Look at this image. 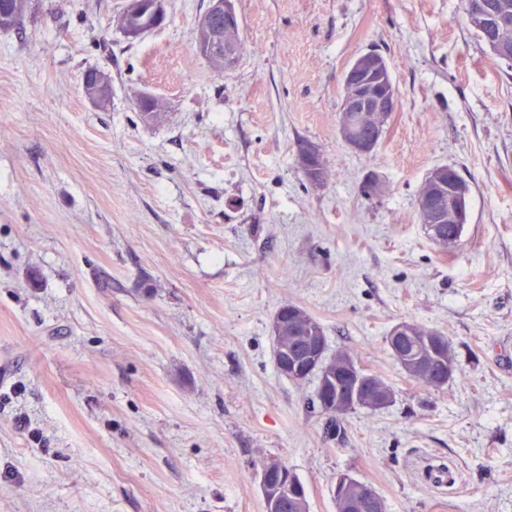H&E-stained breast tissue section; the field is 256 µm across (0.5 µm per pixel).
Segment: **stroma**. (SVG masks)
<instances>
[{"mask_svg":"<svg viewBox=\"0 0 512 512\" xmlns=\"http://www.w3.org/2000/svg\"><path fill=\"white\" fill-rule=\"evenodd\" d=\"M125 2L29 0L0 30V512H264L272 458L310 512H336L341 473L387 512H512V76L461 0H237L244 45L221 73L194 47L207 0H164L138 38ZM369 51L399 107L358 153L342 80ZM91 69L112 76L105 106ZM439 166L472 188L445 251L417 206ZM288 304L391 405L337 431L312 412L314 382L273 362ZM408 318L452 345L441 391L391 355ZM438 464L456 476L441 494ZM132 1V6L134 4L140 3L137 0H128ZM163 0H150L148 1L149 10L144 15L138 16L142 13V9H138L137 11L131 10L129 6L125 8L118 16L117 22L119 27L123 30L127 36L132 38H137L154 27L160 25L165 19V12L163 8ZM151 14L153 20H150L148 16ZM83 86L88 98L99 106L105 102L112 90L110 76L102 70L87 72L84 75Z\"/></svg>","mask_w":512,"mask_h":512,"instance_id":"35a3bbf8","label":"stroma"}]
</instances>
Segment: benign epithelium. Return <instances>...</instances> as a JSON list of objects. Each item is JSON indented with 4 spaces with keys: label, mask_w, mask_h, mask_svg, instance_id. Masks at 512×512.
I'll list each match as a JSON object with an SVG mask.
<instances>
[{
    "label": "benign epithelium",
    "mask_w": 512,
    "mask_h": 512,
    "mask_svg": "<svg viewBox=\"0 0 512 512\" xmlns=\"http://www.w3.org/2000/svg\"><path fill=\"white\" fill-rule=\"evenodd\" d=\"M149 10L133 11L125 8L118 16L119 27L127 36L137 38L154 27L160 25L165 19L163 0H148ZM479 13L485 25L499 30L501 41L496 47L502 52H508L505 26L508 25L507 15L491 5H485L479 9ZM224 18V28L234 29L239 22V17L234 6V0H208V8L199 17L196 26L197 42L196 51L205 59L220 63L233 57L234 49L230 48L221 54L212 44V23L215 18ZM381 68V62L376 56L361 54L357 56L344 73V82L351 87L350 94L344 98L342 112L344 119L340 123L339 131L342 139L350 147L358 152L370 151L376 137L364 139L359 136L358 128L360 116H368L371 113L383 112L390 108L394 97L390 88L383 82L370 80V76ZM84 91L92 102L101 105L105 102L112 90V83L107 72L102 70L91 71L84 75ZM432 186L425 200V218L430 224H443L458 219V210L454 209L455 197L461 194V189L456 184L454 171L438 168L430 175ZM308 343L306 351L301 356H291L286 359L281 355H275L280 375L283 377L295 376L299 371H308L321 364L324 354V342L320 336L305 338ZM387 343L391 351L400 360L402 367L414 372L424 367L435 357L434 349L427 340H421L413 335L409 325L399 323L395 325L387 336ZM323 381L316 394L322 410L334 411L336 408H344L358 399L360 390L373 386L372 374L362 370V367L354 360L345 363L340 369L322 374ZM261 492L266 512H279L288 507L292 512H307L305 494L296 487L288 485V466L279 460H268L261 467ZM272 473L280 474L278 484L267 481V476ZM332 493L340 499L343 507L354 510L361 507L362 502L373 503L375 512H382V504L368 489L358 486V480L348 474H343L336 479Z\"/></svg>",
    "instance_id": "1"
}]
</instances>
